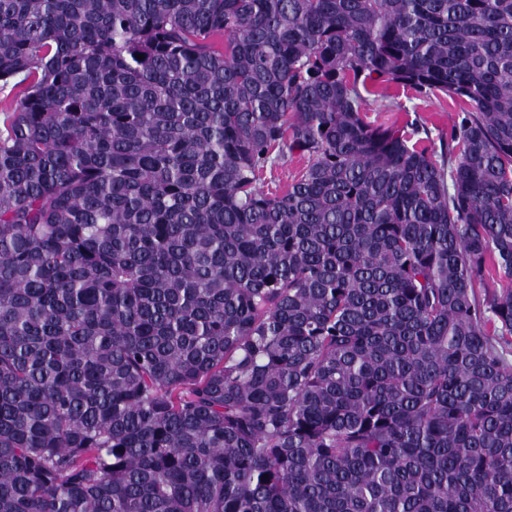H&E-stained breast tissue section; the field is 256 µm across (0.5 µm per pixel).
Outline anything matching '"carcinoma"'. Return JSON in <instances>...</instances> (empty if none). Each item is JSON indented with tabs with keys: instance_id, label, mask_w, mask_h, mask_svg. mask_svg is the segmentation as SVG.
Masks as SVG:
<instances>
[{
	"instance_id": "obj_1",
	"label": "carcinoma",
	"mask_w": 512,
	"mask_h": 512,
	"mask_svg": "<svg viewBox=\"0 0 512 512\" xmlns=\"http://www.w3.org/2000/svg\"><path fill=\"white\" fill-rule=\"evenodd\" d=\"M8 86L0 512H512V0H0ZM370 88L369 93L363 92L366 103L364 106L365 120L370 124L399 120L401 124H412L409 128H420V133L414 136V141L419 138L428 147L430 152L440 155L443 142L448 143L450 132L458 113L464 104L453 100L442 92H430L419 94L414 90L398 89L393 85L387 93L395 96V101L400 109L397 112H387V105L392 100L383 98L374 93ZM424 129V130H423ZM306 164L305 159H301L297 155L290 157L286 152L275 166L266 169L262 179L257 183V187L265 192L277 190L281 193L288 188V184L297 178Z\"/></svg>"
}]
</instances>
